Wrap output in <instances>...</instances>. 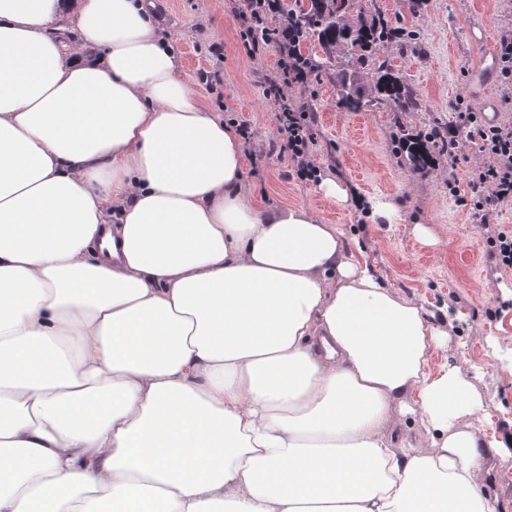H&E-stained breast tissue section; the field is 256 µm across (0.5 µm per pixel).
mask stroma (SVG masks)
I'll list each match as a JSON object with an SVG mask.
<instances>
[{"instance_id": "1", "label": "stroma", "mask_w": 512, "mask_h": 512, "mask_svg": "<svg viewBox=\"0 0 512 512\" xmlns=\"http://www.w3.org/2000/svg\"><path fill=\"white\" fill-rule=\"evenodd\" d=\"M183 68L192 93L225 119L250 126L256 144L276 137V109L264 92V78L279 62L270 46L249 57L226 0H146ZM385 17L408 30L400 45L377 47L413 92L418 108L407 121L428 131L454 124L461 108L476 105L467 66L475 52L469 30L482 26L492 44L512 35V0H356L350 22ZM222 48L220 55L210 45ZM210 71L213 86L199 76ZM288 95L315 114L318 144L314 160L323 179L355 189L368 200L393 202L397 215L370 217L354 201L334 203L318 184L292 177L286 161L246 158L242 190L256 205L302 207L345 238L356 239L369 267L395 294L422 305L440 337L431 365L456 366L473 377L482 425L492 438L512 429V269L496 265L490 240L512 227V206L492 223L465 200L472 195L471 167L484 157L466 143L457 166L440 159L417 172L396 153L393 132L399 116L373 104L358 112L339 105L332 73H314L291 86ZM482 492L497 497L499 512H512V456L488 454L478 473Z\"/></svg>"}]
</instances>
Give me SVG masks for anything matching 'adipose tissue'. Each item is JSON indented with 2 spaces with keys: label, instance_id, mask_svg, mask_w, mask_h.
<instances>
[{
  "label": "adipose tissue",
  "instance_id": "obj_1",
  "mask_svg": "<svg viewBox=\"0 0 512 512\" xmlns=\"http://www.w3.org/2000/svg\"><path fill=\"white\" fill-rule=\"evenodd\" d=\"M244 165L143 0H0V512H498L421 307Z\"/></svg>",
  "mask_w": 512,
  "mask_h": 512
}]
</instances>
